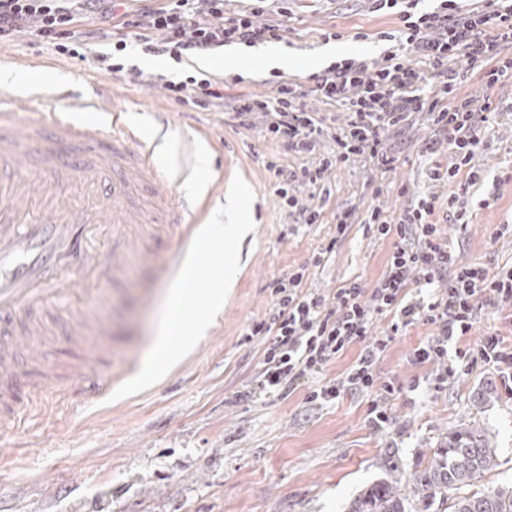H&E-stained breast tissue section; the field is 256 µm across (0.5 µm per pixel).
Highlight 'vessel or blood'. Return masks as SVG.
I'll list each match as a JSON object with an SVG mask.
<instances>
[{
    "label": "vessel or blood",
    "instance_id": "1",
    "mask_svg": "<svg viewBox=\"0 0 512 512\" xmlns=\"http://www.w3.org/2000/svg\"><path fill=\"white\" fill-rule=\"evenodd\" d=\"M54 94L68 104L50 122L21 120L12 94L0 87V437L12 434L27 413L16 399L20 381L47 388L41 352L19 358L23 342L48 335L51 300L69 301L80 277L97 293L126 279L132 262L150 258L162 237L187 240L197 211L194 197L173 201L167 179L154 163L126 113L107 121L75 123L76 112L94 110L92 96L71 86ZM68 343L77 359L68 386L72 396L98 398L113 380L97 376L83 358L94 318L79 313Z\"/></svg>",
    "mask_w": 512,
    "mask_h": 512
}]
</instances>
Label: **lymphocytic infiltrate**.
Instances as JSON below:
<instances>
[{
  "mask_svg": "<svg viewBox=\"0 0 512 512\" xmlns=\"http://www.w3.org/2000/svg\"><path fill=\"white\" fill-rule=\"evenodd\" d=\"M375 10L395 12L397 29L381 32L384 50L374 64L344 58L311 75L309 84L274 74L269 93L225 97L223 81L189 76L165 81L171 99L220 109L234 126L260 125L266 141L297 154L314 152L323 134H330L334 152L314 166L288 170L268 162L276 177L275 193L297 224H319L323 206L299 201L297 185H320L335 167L369 158L374 183L400 161L390 133H401L413 115H423L431 131L423 152L429 159L432 191L412 199L397 213L375 207L363 219L366 231L388 239L392 250L373 287L360 279L345 281L333 293L305 287L307 268L289 271L271 285L276 304L250 333L262 337L264 349L251 387L250 399L275 401L288 397L308 376L350 348L358 355L340 379L307 392L305 402L317 408L351 392L369 395L368 419L377 429L390 426V402L400 387L379 381L376 366L397 336L415 323L431 326V335L412 352L413 364L429 366L437 386L477 368H494L512 382V344L498 332L484 334L467 345L483 305L512 306V267L489 270L461 261L451 248L444 226L434 222L445 206L449 223L467 231L471 190L484 183L479 158L488 151L485 130L496 118L495 87L512 81V0H483L463 9L460 0H436L424 10L419 0H372ZM255 10H226L224 0H168L125 18L142 53L182 60L225 45L251 46L281 40L276 21L257 22ZM113 9L107 0H0V45L32 32L63 56L86 60V43L76 35L79 23H108ZM466 61L481 74L483 99L461 93L452 64ZM313 95L345 107L343 125L328 130L326 119L303 103ZM447 152V163L437 159ZM447 196H440V188ZM387 316L380 334L373 320Z\"/></svg>",
  "mask_w": 512,
  "mask_h": 512,
  "instance_id": "obj_1",
  "label": "lymphocytic infiltrate"
}]
</instances>
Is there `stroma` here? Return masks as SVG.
I'll return each instance as SVG.
<instances>
[{"instance_id":"35a3bbf8","label":"stroma","mask_w":512,"mask_h":512,"mask_svg":"<svg viewBox=\"0 0 512 512\" xmlns=\"http://www.w3.org/2000/svg\"><path fill=\"white\" fill-rule=\"evenodd\" d=\"M278 18L285 29L279 48L290 64L282 74L305 81L309 60L329 47L327 33L338 31L342 45H358L360 58L377 60L384 49L378 32L396 28L394 14L374 11L371 0H288ZM367 37L354 41V29ZM112 26L92 45L93 58L78 61L55 53L40 37L24 35L0 46L12 60H32L27 83L14 87L21 119L50 121L64 106L51 94L53 85L77 81L103 89L117 112L166 113L174 152L160 167L180 177L170 186L172 198L197 190L216 210L225 195L208 196L210 180L223 172L225 181L242 176L254 192L253 234L239 250L240 268L224 310L194 350L149 389L116 401L82 403L61 389L38 393L30 415L13 437L0 443V512H346L366 484L397 466L410 477L447 437L464 423L485 428L498 456V467L486 474L479 491L512 484V391L499 374L477 369L434 389L431 368L413 365L409 356L428 326L409 327L377 364L380 379L392 378L402 391L391 405V426L374 429L367 420L370 398L347 393L323 408L304 402L306 389L342 376L357 355L349 349L320 374L305 379L288 398L254 402L243 398L255 374L264 342L247 335L274 305L270 285L288 271L310 265L308 287L329 294L345 280L360 278L373 285L381 275L391 243L367 233L359 219L373 206L402 210L409 196L428 187V163L421 155L430 131L423 118L391 142L400 153L398 167L387 174L388 193L376 195L368 162L332 169L316 187L299 186L306 204L324 203L327 213L354 210L356 223L337 243L328 261L312 267L314 253L331 236L332 225L296 224L274 192L276 179L269 159L297 168L313 157L285 151L265 141L259 128L229 127L222 113L190 108L168 98L161 77H174L173 59L139 55L138 66L151 74L133 81L97 68L94 57L113 49ZM493 97L502 115L487 130L491 144L479 162L489 173L512 163V85L496 88ZM209 163L195 166L197 149ZM407 186L408 197L398 193ZM489 207L475 209L466 234L436 222L463 261L489 268L512 267V183L497 190ZM168 240L155 245V257L135 265L123 287L96 303L100 322L108 327L111 358L102 368L121 371L131 359L144 361L156 335L159 313L179 266L170 259Z\"/></svg>"}]
</instances>
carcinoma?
Instances as JSON below:
<instances>
[{
  "label": "carcinoma",
  "mask_w": 512,
  "mask_h": 512,
  "mask_svg": "<svg viewBox=\"0 0 512 512\" xmlns=\"http://www.w3.org/2000/svg\"><path fill=\"white\" fill-rule=\"evenodd\" d=\"M497 466L487 431L475 423L460 425L423 469L405 481L398 470H390L360 491L347 512H429L437 501L450 512H512V487L471 491L476 479Z\"/></svg>",
  "instance_id": "obj_1"
}]
</instances>
